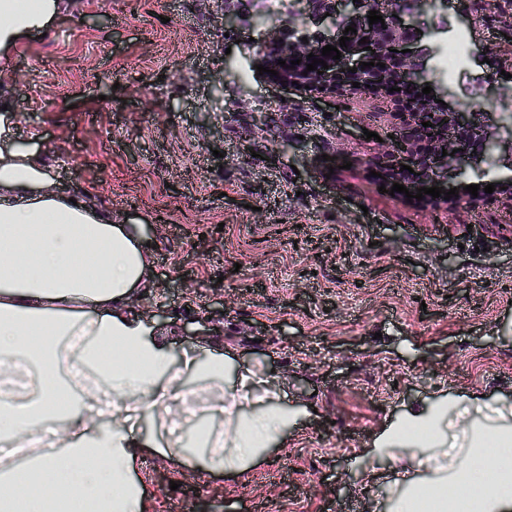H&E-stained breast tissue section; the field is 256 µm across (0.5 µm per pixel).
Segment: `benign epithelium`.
Listing matches in <instances>:
<instances>
[{
    "label": "benign epithelium",
    "mask_w": 512,
    "mask_h": 512,
    "mask_svg": "<svg viewBox=\"0 0 512 512\" xmlns=\"http://www.w3.org/2000/svg\"><path fill=\"white\" fill-rule=\"evenodd\" d=\"M376 10L383 16L385 24H369V11ZM305 20L303 27L309 32L302 35L298 26L286 21L274 22L265 27L253 41V63L278 72L276 76L264 74L265 79L276 86L297 89L309 95H344L353 89V83L370 85V94L380 97L390 109L388 125L392 138L381 158L371 164V170L379 173L375 180L392 188L399 183L412 194L421 187L438 186L448 189V170L457 172L458 196L445 199V196L432 198L423 195L422 202L433 207L447 208L462 203L477 208L490 200L512 199V175L487 176L471 173L470 166L474 152H486L493 148L495 133L487 127H477L475 113L463 105H447L448 89L435 84L427 72L425 53L426 37L417 32L412 16L402 9L392 8L389 0H305ZM356 29L354 33H344L346 27ZM349 37L345 46H340L341 36ZM307 41H302V38ZM366 38V44L359 43ZM332 45L339 49L341 58L334 60L322 55V48ZM370 46L372 51L364 50ZM324 60L328 68L317 65V69L307 71V55ZM301 63L289 68L291 61ZM286 61V66L278 61ZM372 66L361 68V63ZM385 64L380 69L377 63ZM357 72H351V68ZM393 70L398 80L410 85L430 86L431 96L437 99L433 109L422 112L413 101L389 91L392 83L386 70ZM432 126L425 127L423 123ZM447 155H442V149ZM407 165L412 171L402 169ZM480 185L478 196L464 191V186ZM495 185L491 194L485 186Z\"/></svg>",
    "instance_id": "1"
}]
</instances>
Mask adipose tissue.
<instances>
[{
    "label": "adipose tissue",
    "mask_w": 512,
    "mask_h": 512,
    "mask_svg": "<svg viewBox=\"0 0 512 512\" xmlns=\"http://www.w3.org/2000/svg\"><path fill=\"white\" fill-rule=\"evenodd\" d=\"M71 0H0V58ZM0 90V512H150L135 479L155 457L200 475L267 461L301 417L281 387L222 348L185 352L130 312L150 286L136 225L47 189L50 169L15 144ZM220 403L223 431L199 406ZM447 408L384 429L373 453L410 441L444 453L445 478L395 512H512V426L476 425L448 455Z\"/></svg>",
    "instance_id": "ef3b65f1"
}]
</instances>
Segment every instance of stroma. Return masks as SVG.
Returning <instances> with one entry per match:
<instances>
[{
	"label": "stroma",
	"instance_id": "35a3bbf8",
	"mask_svg": "<svg viewBox=\"0 0 512 512\" xmlns=\"http://www.w3.org/2000/svg\"><path fill=\"white\" fill-rule=\"evenodd\" d=\"M504 9L448 7L505 70ZM253 14L251 0H73L20 39L0 87L50 191L88 190L143 225L153 286L132 311L162 303L168 318L148 324L177 354L223 337L305 411L272 464L235 479L142 461L154 512H391L406 486L370 452L384 427L462 400L447 423L461 448L468 426L512 407V200L448 210L380 193L386 104L285 91L255 70L239 82ZM263 98L281 103L271 132ZM218 310L190 335L187 316Z\"/></svg>",
	"mask_w": 512,
	"mask_h": 512
}]
</instances>
